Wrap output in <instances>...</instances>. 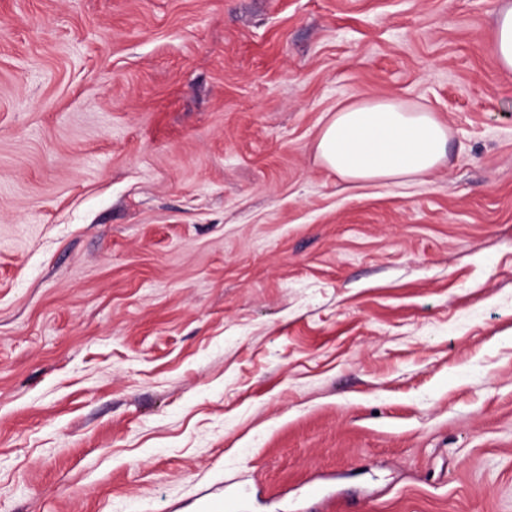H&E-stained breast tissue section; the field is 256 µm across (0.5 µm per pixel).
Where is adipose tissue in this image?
I'll return each instance as SVG.
<instances>
[{"instance_id": "obj_1", "label": "adipose tissue", "mask_w": 512, "mask_h": 512, "mask_svg": "<svg viewBox=\"0 0 512 512\" xmlns=\"http://www.w3.org/2000/svg\"><path fill=\"white\" fill-rule=\"evenodd\" d=\"M316 153L348 183L411 179L447 162L448 128L425 109L366 95L337 108L320 131Z\"/></svg>"}]
</instances>
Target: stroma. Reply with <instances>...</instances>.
<instances>
[{
	"instance_id": "35a3bbf8",
	"label": "stroma",
	"mask_w": 512,
	"mask_h": 512,
	"mask_svg": "<svg viewBox=\"0 0 512 512\" xmlns=\"http://www.w3.org/2000/svg\"><path fill=\"white\" fill-rule=\"evenodd\" d=\"M496 7L0 0V512H512ZM367 94L446 165L325 168ZM316 153L348 183L411 179L448 161V127L425 109L366 95L336 109L320 131Z\"/></svg>"
}]
</instances>
